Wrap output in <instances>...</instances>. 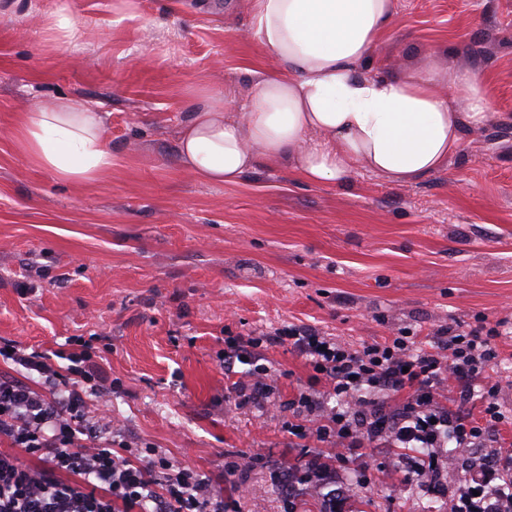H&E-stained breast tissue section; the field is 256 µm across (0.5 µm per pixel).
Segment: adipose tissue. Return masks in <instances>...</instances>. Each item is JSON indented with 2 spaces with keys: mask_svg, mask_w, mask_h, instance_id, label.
<instances>
[{
  "mask_svg": "<svg viewBox=\"0 0 512 512\" xmlns=\"http://www.w3.org/2000/svg\"><path fill=\"white\" fill-rule=\"evenodd\" d=\"M249 2L255 35L281 69L258 79L238 111L211 97L198 105L178 149L193 176L233 184L263 163L309 183L360 168L410 183L447 163L463 119L480 124L492 111L483 82L465 69L358 74L393 0ZM18 131L29 161L61 179L89 184L112 169L104 119L81 100H46L20 115Z\"/></svg>",
  "mask_w": 512,
  "mask_h": 512,
  "instance_id": "obj_1",
  "label": "adipose tissue"
}]
</instances>
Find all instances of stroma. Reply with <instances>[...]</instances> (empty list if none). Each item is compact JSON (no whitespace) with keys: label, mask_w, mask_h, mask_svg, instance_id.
Masks as SVG:
<instances>
[{"label":"stroma","mask_w":512,"mask_h":512,"mask_svg":"<svg viewBox=\"0 0 512 512\" xmlns=\"http://www.w3.org/2000/svg\"><path fill=\"white\" fill-rule=\"evenodd\" d=\"M58 13L78 39H61ZM421 63L471 70L492 102L443 168L313 184L261 166L212 184L178 162L183 125L203 98L242 102L279 70L247 0H0V344L50 357L84 345L113 381L90 414L112 417L114 447L198 471L226 512H322L314 484L280 483L326 454L286 427L312 369L267 345L284 410L240 404L225 338L295 323L359 347L403 328L512 322V0H395L357 71ZM56 97L102 112L105 180L65 182L23 153L17 117ZM469 474L456 460L425 493L399 450L364 448L327 480L336 512H431Z\"/></svg>","instance_id":"1"}]
</instances>
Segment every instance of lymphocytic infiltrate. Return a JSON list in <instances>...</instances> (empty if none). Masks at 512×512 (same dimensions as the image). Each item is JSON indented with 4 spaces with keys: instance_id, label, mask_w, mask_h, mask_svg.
Here are the masks:
<instances>
[{
    "instance_id": "1",
    "label": "lymphocytic infiltrate",
    "mask_w": 512,
    "mask_h": 512,
    "mask_svg": "<svg viewBox=\"0 0 512 512\" xmlns=\"http://www.w3.org/2000/svg\"><path fill=\"white\" fill-rule=\"evenodd\" d=\"M504 329L501 322L451 326L430 337L388 336L354 348L291 324L260 337H229L224 375L243 402L264 404L274 378L260 350L286 344L313 370L294 402L289 432L313 438L335 462L357 448H424L427 456L409 467L434 479L451 455L483 447L512 425L491 376ZM0 357L43 379L36 389L0 378V442L9 446L0 451V512H224L223 497L206 478L158 449L113 450L111 422L87 418L103 376L84 354L66 353L63 372L16 343L1 346ZM238 363L251 365L250 382L237 380ZM399 394L405 402L389 408L388 399ZM470 401L481 403L480 413L465 411ZM31 457L38 466L28 465ZM448 512H512V458L484 459L476 488L450 497Z\"/></svg>"
}]
</instances>
